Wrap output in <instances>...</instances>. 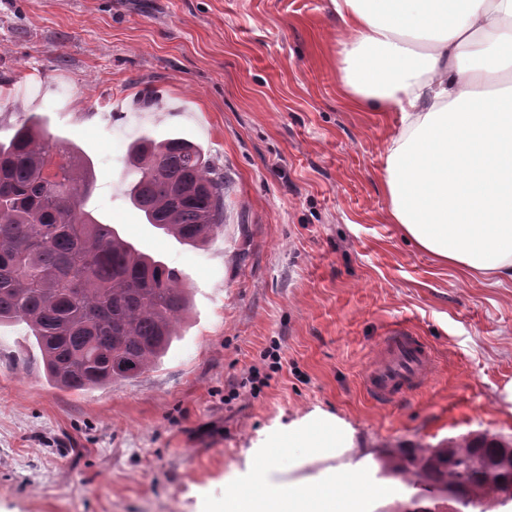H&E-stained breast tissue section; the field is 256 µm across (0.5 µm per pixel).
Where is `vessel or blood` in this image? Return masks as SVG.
Returning a JSON list of instances; mask_svg holds the SVG:
<instances>
[{
    "instance_id": "obj_1",
    "label": "vessel or blood",
    "mask_w": 512,
    "mask_h": 512,
    "mask_svg": "<svg viewBox=\"0 0 512 512\" xmlns=\"http://www.w3.org/2000/svg\"><path fill=\"white\" fill-rule=\"evenodd\" d=\"M434 373L431 349L412 333L395 329L377 346L363 383L371 399L387 405L422 391Z\"/></svg>"
}]
</instances>
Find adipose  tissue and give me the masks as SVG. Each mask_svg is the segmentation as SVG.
Segmentation results:
<instances>
[{"label":"adipose tissue","instance_id":"ef3b65f1","mask_svg":"<svg viewBox=\"0 0 512 512\" xmlns=\"http://www.w3.org/2000/svg\"><path fill=\"white\" fill-rule=\"evenodd\" d=\"M341 24V94L397 113L383 187L390 223L440 264L512 281V0H329ZM287 453L282 477L224 497V512H403L407 493L354 429L315 410L250 448Z\"/></svg>","mask_w":512,"mask_h":512}]
</instances>
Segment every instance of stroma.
<instances>
[{
  "label": "stroma",
  "instance_id": "stroma-1",
  "mask_svg": "<svg viewBox=\"0 0 512 512\" xmlns=\"http://www.w3.org/2000/svg\"><path fill=\"white\" fill-rule=\"evenodd\" d=\"M326 0H0V140L30 116L81 148L93 207L179 268L167 355L109 387H52L28 327H0V512H217L276 424L321 408L373 450L512 435V282L466 279L389 223L397 115L345 105ZM142 136L200 145L224 181L201 249L125 191ZM396 326L433 348L426 391L381 405L362 377ZM278 345L281 370L245 382Z\"/></svg>",
  "mask_w": 512,
  "mask_h": 512
}]
</instances>
